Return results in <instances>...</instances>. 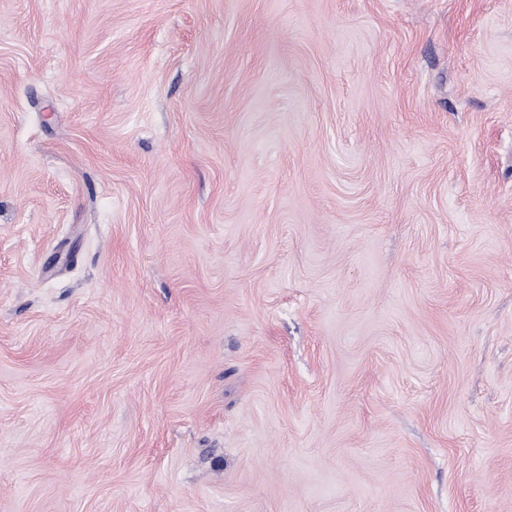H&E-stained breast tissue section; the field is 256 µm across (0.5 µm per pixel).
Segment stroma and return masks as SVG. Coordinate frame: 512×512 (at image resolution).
<instances>
[{
    "label": "stroma",
    "instance_id": "stroma-1",
    "mask_svg": "<svg viewBox=\"0 0 512 512\" xmlns=\"http://www.w3.org/2000/svg\"><path fill=\"white\" fill-rule=\"evenodd\" d=\"M0 512H512V0H0Z\"/></svg>",
    "mask_w": 512,
    "mask_h": 512
}]
</instances>
